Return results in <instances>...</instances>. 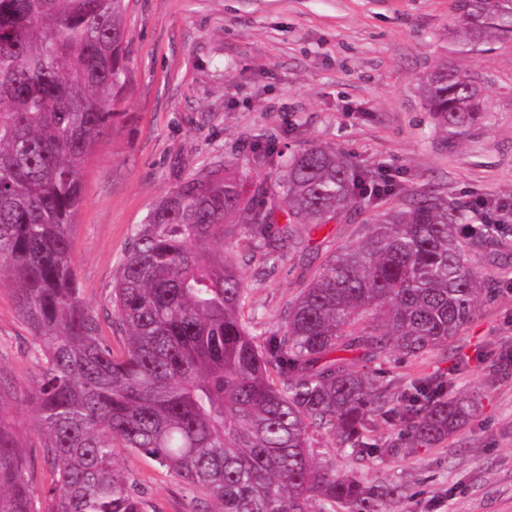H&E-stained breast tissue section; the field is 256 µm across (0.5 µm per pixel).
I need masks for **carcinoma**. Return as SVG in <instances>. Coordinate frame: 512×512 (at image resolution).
<instances>
[{"mask_svg": "<svg viewBox=\"0 0 512 512\" xmlns=\"http://www.w3.org/2000/svg\"><path fill=\"white\" fill-rule=\"evenodd\" d=\"M127 0H0V278L43 365L31 402L55 480L43 512H148L114 467L116 449L153 457L207 490L217 512H381L398 495L318 459L326 437L363 455L372 418L402 428L406 449L436 445L476 399L435 378L404 392L369 364L448 344L475 311L482 278L465 259L463 214L422 196L343 245L300 292L283 331L256 341L242 317L238 267L207 250L245 231L267 253L297 251L354 203L355 167L319 144L298 152L281 190L247 196L220 165L179 183L136 232L112 284L126 335L116 355L80 296L69 232L82 167L112 125L130 80ZM451 39H512V0H455ZM423 96L452 141L484 112L479 80L443 64ZM503 231L482 224L475 246ZM341 352H358L362 372ZM28 462L0 421V512H34Z\"/></svg>", "mask_w": 512, "mask_h": 512, "instance_id": "cac0c4a2", "label": "carcinoma"}]
</instances>
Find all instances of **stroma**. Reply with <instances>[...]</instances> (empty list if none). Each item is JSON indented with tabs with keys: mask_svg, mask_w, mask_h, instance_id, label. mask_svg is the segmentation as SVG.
<instances>
[{
	"mask_svg": "<svg viewBox=\"0 0 512 512\" xmlns=\"http://www.w3.org/2000/svg\"><path fill=\"white\" fill-rule=\"evenodd\" d=\"M454 0H129L130 82L112 126L82 172V202L70 229L86 308L113 350L124 331L110 295L134 233L179 181L213 165L243 175L253 190L274 187L289 157L310 144L339 149L367 184L390 191L358 197L312 232L300 252L269 256L247 234L226 240L246 291L249 326L280 329L288 306L336 247L422 194L447 198L473 224H497L503 246L470 247L485 282L478 310L448 345L420 359L395 353L379 384L404 390L440 376L479 405L453 436L401 452L400 427L378 422L382 453L332 447L340 474L401 486L384 512H512V40L487 52L448 44ZM448 64L478 77L487 116L448 143L428 111L422 78ZM34 337L13 288L0 281V411L10 420L41 492L53 473L44 460L29 395L40 374ZM149 512H212L201 491L152 458L118 449Z\"/></svg>",
	"mask_w": 512,
	"mask_h": 512,
	"instance_id": "35a3bbf8",
	"label": "stroma"
}]
</instances>
